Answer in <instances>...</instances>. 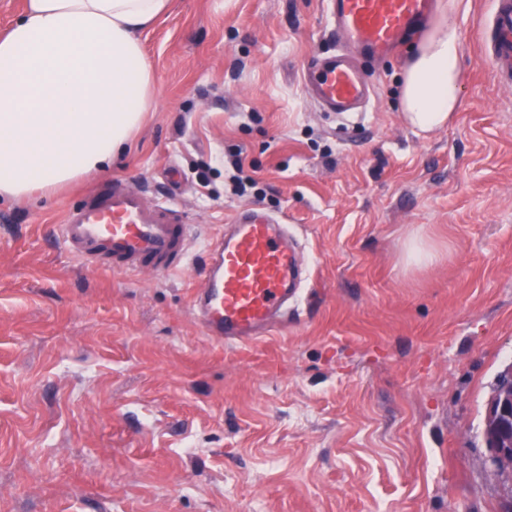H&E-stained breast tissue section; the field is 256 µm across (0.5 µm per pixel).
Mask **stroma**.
<instances>
[{
    "mask_svg": "<svg viewBox=\"0 0 512 512\" xmlns=\"http://www.w3.org/2000/svg\"><path fill=\"white\" fill-rule=\"evenodd\" d=\"M492 0H438L460 103L404 120L411 40L371 64L362 115L321 111L305 59L336 49L322 0H174L141 35L146 121L108 174L0 201V512H505L484 425L512 365V88L484 57ZM240 154L263 202L231 191ZM177 181L168 178L169 169ZM123 178L193 226L189 267H83L55 227ZM287 217L309 282L246 352L190 313L234 213Z\"/></svg>",
    "mask_w": 512,
    "mask_h": 512,
    "instance_id": "stroma-1",
    "label": "stroma"
}]
</instances>
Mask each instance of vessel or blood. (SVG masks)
Instances as JSON below:
<instances>
[{
    "mask_svg": "<svg viewBox=\"0 0 512 512\" xmlns=\"http://www.w3.org/2000/svg\"><path fill=\"white\" fill-rule=\"evenodd\" d=\"M435 6L436 0H326L339 46L304 66L303 81L314 102L339 115L363 111L374 89L361 61L385 58L421 34ZM483 28L490 34L486 57L498 80L511 86L512 0H494ZM56 230L80 263L124 275L182 267L192 235L175 203L148 201L142 190L120 179L69 208ZM206 251L190 311L207 337L241 348L287 327L305 280L285 219L257 207L237 211L229 231Z\"/></svg>",
    "mask_w": 512,
    "mask_h": 512,
    "instance_id": "1",
    "label": "vessel or blood"
}]
</instances>
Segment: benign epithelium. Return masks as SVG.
<instances>
[{
	"label": "benign epithelium",
	"mask_w": 512,
	"mask_h": 512,
	"mask_svg": "<svg viewBox=\"0 0 512 512\" xmlns=\"http://www.w3.org/2000/svg\"><path fill=\"white\" fill-rule=\"evenodd\" d=\"M486 418L490 423L489 466L498 475L509 476L512 474V366L499 375Z\"/></svg>",
	"instance_id": "1"
}]
</instances>
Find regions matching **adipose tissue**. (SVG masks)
<instances>
[{
	"instance_id": "adipose-tissue-1",
	"label": "adipose tissue",
	"mask_w": 512,
	"mask_h": 512,
	"mask_svg": "<svg viewBox=\"0 0 512 512\" xmlns=\"http://www.w3.org/2000/svg\"><path fill=\"white\" fill-rule=\"evenodd\" d=\"M170 0H26L0 34V199L108 171L140 128L155 76L140 34ZM459 37L444 23L411 60L406 120L430 131L459 104Z\"/></svg>"
}]
</instances>
